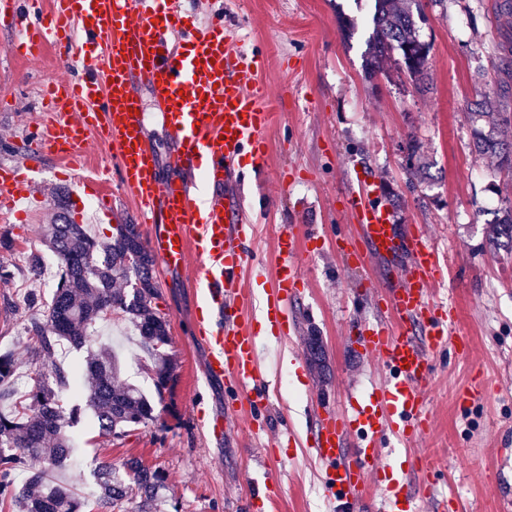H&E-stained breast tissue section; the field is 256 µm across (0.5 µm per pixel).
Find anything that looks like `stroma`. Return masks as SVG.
<instances>
[{
  "instance_id": "stroma-1",
  "label": "stroma",
  "mask_w": 512,
  "mask_h": 512,
  "mask_svg": "<svg viewBox=\"0 0 512 512\" xmlns=\"http://www.w3.org/2000/svg\"><path fill=\"white\" fill-rule=\"evenodd\" d=\"M422 40L430 43L428 79L418 86L396 71L370 74L367 40L374 0H180L197 25L223 18L224 27L256 53L268 91L271 122L263 133L268 152L259 168L245 167L236 191L259 219L255 266L241 288L251 290L249 319L258 337L262 388L268 402L267 432L254 434L241 421L224 437L209 433L199 412L223 413L234 392L206 378L207 348L193 332L202 290L193 268L158 273L161 309L171 326V349L179 362L171 395L156 404V419L122 441L82 430L67 479L86 484L102 461L121 467L137 457L167 476L162 512H252V479L273 473L279 512H331V503L309 454L314 402L342 401L364 393L383 376L379 361L356 342L360 324L381 315L387 267L369 257L365 267L346 270L332 245L307 257L304 282L292 306L296 328L283 337L266 328V292L254 276L272 277L280 225H331L343 231L345 195L358 172L375 181L400 232L421 225L448 262L437 300L452 303L457 326L471 348L462 358L433 357L434 380L426 393L431 429L416 452L437 459L441 470L425 488L421 512H437L440 499L455 494L461 512H512V242L494 225L512 205V171L476 148L469 114L480 93L512 85V56H499L502 31L494 0H422ZM11 35L0 32V167L36 162V197L24 212L0 215V234L14 241L0 251L11 276L0 297L16 305L0 311V351H11L19 373L33 381L27 296L50 301L53 279H33L27 256L43 250L41 227L53 202L79 192V180L114 164L112 147L89 134L77 168L61 159L34 155L27 139L49 117L46 85L76 77L61 66L55 48L41 60L11 53ZM417 145L410 154L409 145ZM112 217L88 204L73 211L76 223L105 234L116 224H135L132 199L112 188ZM119 352L120 377L146 394L154 388L145 355L127 320L98 321L90 349ZM484 383L486 395L457 401L459 388ZM289 423L292 445L273 447L270 433Z\"/></svg>"
}]
</instances>
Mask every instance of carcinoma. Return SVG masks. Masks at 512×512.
I'll return each mask as SVG.
<instances>
[{
  "label": "carcinoma",
  "instance_id": "carcinoma-1",
  "mask_svg": "<svg viewBox=\"0 0 512 512\" xmlns=\"http://www.w3.org/2000/svg\"><path fill=\"white\" fill-rule=\"evenodd\" d=\"M367 46L372 72L394 65L412 82H424L430 45L418 34L415 17L420 0H375ZM473 121L488 120L489 130H475L483 153L500 154L512 165V110L498 92L482 93ZM47 250L56 259L52 299L30 315L28 333L35 368L26 398L0 409V512H112L134 495L136 512H159L165 475L131 457L123 468L100 462L93 489L81 495L59 473L69 468L74 435L83 416H91L101 436L123 439L154 421L152 400L139 388L118 382V358L110 349L87 352L82 367L59 359L66 344L83 348L91 342L98 320L116 314L133 324L147 354V370L158 399L171 391L177 360L169 351L170 321L157 304L155 259L139 225L118 224L111 236L98 239L75 222L66 205L44 229ZM19 363L10 351L0 353V404L11 402ZM75 389L84 402L64 406L63 391ZM24 472L26 483H16Z\"/></svg>",
  "mask_w": 512,
  "mask_h": 512
}]
</instances>
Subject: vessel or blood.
I'll return each instance as SVG.
<instances>
[{"label":"vessel or blood","mask_w":512,"mask_h":512,"mask_svg":"<svg viewBox=\"0 0 512 512\" xmlns=\"http://www.w3.org/2000/svg\"><path fill=\"white\" fill-rule=\"evenodd\" d=\"M15 0H0V19L15 33L14 48L30 57L54 46L64 65L79 63L83 81L50 86L60 107L35 144L73 161L87 130H104L115 151L116 173L149 228L147 245L167 269L194 266L203 287L195 334L209 350V375L237 393L238 404L211 420L219 435L231 423L254 419L265 405L256 335L245 321L247 300L239 287L252 255L247 248L253 219L240 195L201 192L191 175L204 170L209 184H231L246 165L266 153L263 132L270 114L263 103L261 65L224 30L223 21L197 27L178 0H56L52 12L24 18ZM146 85L163 113L175 145L159 176L155 149L144 135L138 85ZM83 196L110 212L112 198L94 179L81 183ZM31 184L16 170L0 167V211L16 208ZM349 234L325 225L288 224L277 234L274 285L266 316L291 334V306L302 281V244L334 238L348 270L369 256L405 258L384 297L390 318L359 327L357 340L378 358L385 375L365 401L343 407L317 403L310 449L322 470L337 512H349L365 497L378 472L379 450L388 438L414 443L430 429L425 393L432 383V357L448 349L466 352L470 341L457 328L452 304L435 300L444 277L438 248L419 227L400 234L369 178L348 197ZM431 459L412 464L409 475L382 488L381 512H418L412 481L436 479Z\"/></svg>","instance_id":"obj_1"}]
</instances>
